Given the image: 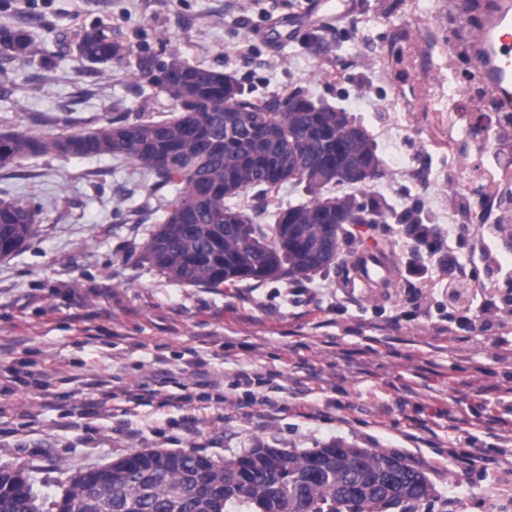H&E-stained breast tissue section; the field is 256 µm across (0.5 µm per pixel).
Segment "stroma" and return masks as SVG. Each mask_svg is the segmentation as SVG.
<instances>
[{
  "label": "stroma",
  "mask_w": 512,
  "mask_h": 512,
  "mask_svg": "<svg viewBox=\"0 0 512 512\" xmlns=\"http://www.w3.org/2000/svg\"><path fill=\"white\" fill-rule=\"evenodd\" d=\"M448 0H0V27L31 33L34 55L0 59V131L58 134L98 126L117 112L173 109L138 85L140 58L180 50L194 65L235 76L257 96L304 90L344 108L372 136L385 168L370 192L397 211L419 206L439 234L438 254L416 251L400 225H357L352 253L390 252L386 288L349 268L288 280L209 288L182 285L143 261L166 210L147 202L150 176L111 156L32 157L0 167V200L35 199L30 246L0 258V467L21 470L42 506L69 477L134 451L197 453L213 460L255 442L302 450L343 440L423 464L429 500L410 512H512V423L489 404L512 405V323L461 328L448 301L467 273L505 286L512 238H482L449 184L491 155L448 161ZM102 24L127 54L79 59L76 36ZM137 211L116 223L115 206ZM210 361L213 388L195 389L184 357ZM181 406L130 399L162 369ZM254 400L224 402L239 370ZM115 392L107 413L81 406ZM137 436H129V429ZM477 451L468 471L456 455Z\"/></svg>",
  "instance_id": "35a3bbf8"
}]
</instances>
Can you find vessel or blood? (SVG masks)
Instances as JSON below:
<instances>
[{
	"label": "vessel or blood",
	"instance_id": "1",
	"mask_svg": "<svg viewBox=\"0 0 512 512\" xmlns=\"http://www.w3.org/2000/svg\"><path fill=\"white\" fill-rule=\"evenodd\" d=\"M471 46L497 107L512 112V0H492Z\"/></svg>",
	"mask_w": 512,
	"mask_h": 512
}]
</instances>
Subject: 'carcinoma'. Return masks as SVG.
I'll return each mask as SVG.
<instances>
[{"instance_id":"obj_1","label":"carcinoma","mask_w":512,"mask_h":512,"mask_svg":"<svg viewBox=\"0 0 512 512\" xmlns=\"http://www.w3.org/2000/svg\"><path fill=\"white\" fill-rule=\"evenodd\" d=\"M0 57L24 64L33 38L23 29H0ZM80 41L84 58L100 64L120 60L124 46L112 29L93 25ZM456 70L467 99L486 107V93L471 67L463 27L448 18ZM137 79L159 88L174 103L157 119L127 112L77 133L33 135L13 130L0 138V166L32 156L68 159L124 157L175 194L166 217L153 230L143 259L168 278L218 288L243 281L289 279L295 283L345 264L348 224H385L391 218L427 247L437 241L418 207L398 214L366 190L384 175L367 129L348 112L317 104L295 89L254 98L231 75L191 64L175 50L165 61L143 58ZM503 142L512 140V112L497 113ZM303 186L307 202L259 224L270 194L284 184ZM358 191L326 196L331 185ZM251 193V210L234 199ZM41 206L0 202V250L10 257L36 234ZM207 496L194 493L197 486ZM423 466L394 451L355 448L342 441L287 451L258 443L216 462L191 453L139 450L98 470L72 475L62 498L80 512H224L237 502L248 512H387L429 499ZM0 512H41L37 494L24 489L22 472L0 468Z\"/></svg>"}]
</instances>
